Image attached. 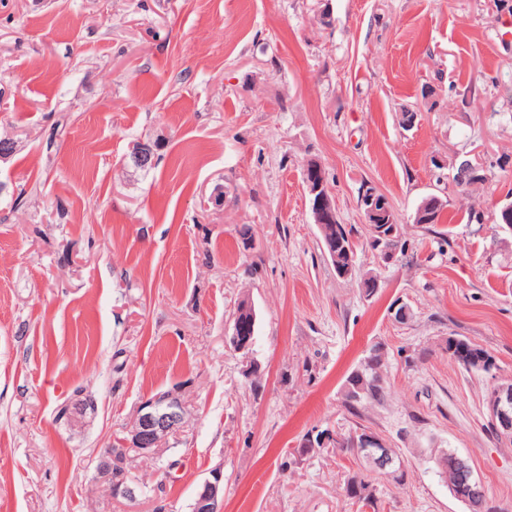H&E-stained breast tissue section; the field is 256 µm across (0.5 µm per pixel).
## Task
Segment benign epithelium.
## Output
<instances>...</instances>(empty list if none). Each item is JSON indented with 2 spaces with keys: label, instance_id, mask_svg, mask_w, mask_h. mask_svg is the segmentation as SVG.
<instances>
[{
  "label": "benign epithelium",
  "instance_id": "benign-epithelium-1",
  "mask_svg": "<svg viewBox=\"0 0 512 512\" xmlns=\"http://www.w3.org/2000/svg\"><path fill=\"white\" fill-rule=\"evenodd\" d=\"M154 162V154L150 146L141 144L133 151L130 165L146 167ZM313 176L306 180L309 195V206L312 223L320 231L331 223L336 214L332 196L326 188V181L321 165L311 161L307 163ZM483 164L470 160L461 162L457 168L456 181L466 183L481 177ZM365 220L368 224H377L387 215V200L375 188L364 187L362 191ZM244 320L234 321L232 336L227 343L238 352H249V344L244 340ZM487 407L491 422L495 425L500 438L512 439V382L495 384L489 391ZM94 410L91 401L78 399L66 404L63 419L68 423H78L88 417ZM184 408L180 392L170 390L157 394L141 402L135 416L126 431V435L115 440L121 448H132L138 457H156L162 453L163 443L177 432L184 424ZM357 446L364 451L366 461L375 469L396 474L401 471L403 462L386 447L383 440L376 434L364 432L356 439ZM440 469L442 477L448 485L452 496L472 507H480L486 501L483 483L475 476L469 462L455 452L446 449L432 457ZM112 473V448H107L97 465V479L110 482ZM224 507V469L216 466L210 470L209 476L198 486L191 512H223Z\"/></svg>",
  "mask_w": 512,
  "mask_h": 512
}]
</instances>
